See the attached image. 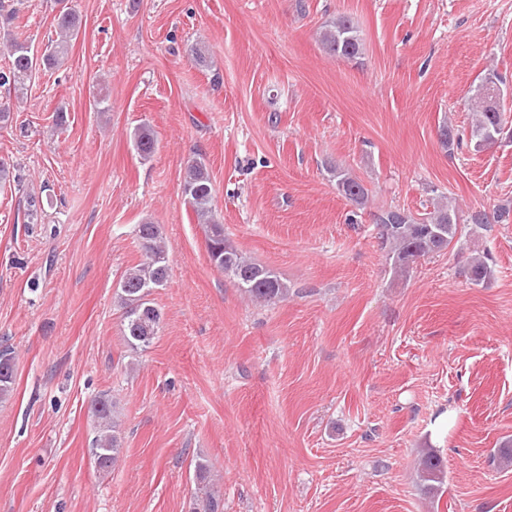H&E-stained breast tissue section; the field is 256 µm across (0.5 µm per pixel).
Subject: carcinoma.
Listing matches in <instances>:
<instances>
[{
    "instance_id": "1",
    "label": "carcinoma",
    "mask_w": 512,
    "mask_h": 512,
    "mask_svg": "<svg viewBox=\"0 0 512 512\" xmlns=\"http://www.w3.org/2000/svg\"><path fill=\"white\" fill-rule=\"evenodd\" d=\"M55 21L57 38L46 46L41 56L42 65L48 68L57 66L68 56L71 41L76 39L80 29L79 16L69 7L59 11ZM319 41L323 50L335 58L354 60L362 54L360 31L347 15H339L323 26ZM9 51L11 66L0 71V86H21L31 77L36 61L22 42H13ZM498 85L497 76L489 73L470 98L469 108L474 112L472 137L478 141L488 132L496 133V128L502 125L500 103L493 99ZM133 142L144 158L156 150L154 134L147 126L135 131ZM332 175L336 189L344 197L360 207L367 204L369 190L359 177L339 166L332 170ZM181 186L199 223L206 225V246L211 263L231 276L238 287L258 303L275 304L286 300L288 286L272 270L250 261L224 237V225L216 220L212 208L213 184L202 158L187 161ZM373 220L386 229V233L380 236L381 245L386 250L391 270L398 276L408 275L419 258L447 248L459 227L457 210L449 202H442L432 211L417 216L404 209L381 210L373 214ZM138 239L143 260L127 269L119 284V299L124 309L123 336L127 346L133 350L146 348L152 343L162 319V312L153 304L149 294L143 292L142 285L148 282L153 288L162 287L169 271L168 252L160 226L150 222L138 225ZM492 273L487 255L477 254L471 258L468 265L471 281L482 284ZM13 385V356L6 348L0 351V400L12 394ZM91 414L96 421V435L91 442L90 452L97 470L107 473L121 453L112 401L104 395L94 398ZM195 469L197 488L192 512H219L220 495L210 484L207 465L199 461ZM445 475L440 455L433 450L423 452L418 478L431 498H441Z\"/></svg>"
}]
</instances>
